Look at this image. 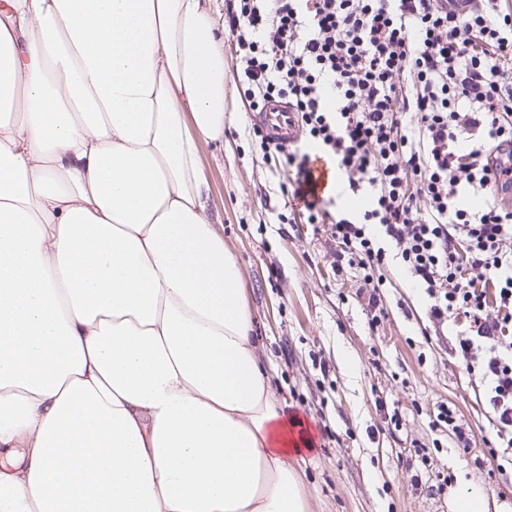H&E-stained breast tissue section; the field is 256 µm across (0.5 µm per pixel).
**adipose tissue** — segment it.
<instances>
[{
    "mask_svg": "<svg viewBox=\"0 0 512 512\" xmlns=\"http://www.w3.org/2000/svg\"><path fill=\"white\" fill-rule=\"evenodd\" d=\"M208 0H0V512H311L207 217Z\"/></svg>",
    "mask_w": 512,
    "mask_h": 512,
    "instance_id": "adipose-tissue-1",
    "label": "adipose tissue"
}]
</instances>
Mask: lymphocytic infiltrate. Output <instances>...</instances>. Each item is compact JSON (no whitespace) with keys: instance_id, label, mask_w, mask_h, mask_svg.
I'll use <instances>...</instances> for the list:
<instances>
[{"instance_id":"1","label":"lymphocytic infiltrate","mask_w":512,"mask_h":512,"mask_svg":"<svg viewBox=\"0 0 512 512\" xmlns=\"http://www.w3.org/2000/svg\"><path fill=\"white\" fill-rule=\"evenodd\" d=\"M226 26L254 108L295 114V142L260 147L337 269L371 285L398 260L433 324H467L453 350L512 464V0H229ZM319 159L368 194L359 220L317 193Z\"/></svg>"}]
</instances>
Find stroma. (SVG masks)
I'll return each mask as SVG.
<instances>
[{
  "mask_svg": "<svg viewBox=\"0 0 512 512\" xmlns=\"http://www.w3.org/2000/svg\"><path fill=\"white\" fill-rule=\"evenodd\" d=\"M233 57L225 40L224 141L201 156L207 212L238 257L271 387L313 438L300 465L317 490L312 512H451L467 488L512 512V476L489 453L483 386L452 352L458 326L437 335L420 289L397 266L385 271L378 316L362 282L336 273L328 226L306 223L288 172L260 148ZM442 404L455 408L469 448L437 426Z\"/></svg>",
  "mask_w": 512,
  "mask_h": 512,
  "instance_id": "obj_1",
  "label": "stroma"
}]
</instances>
